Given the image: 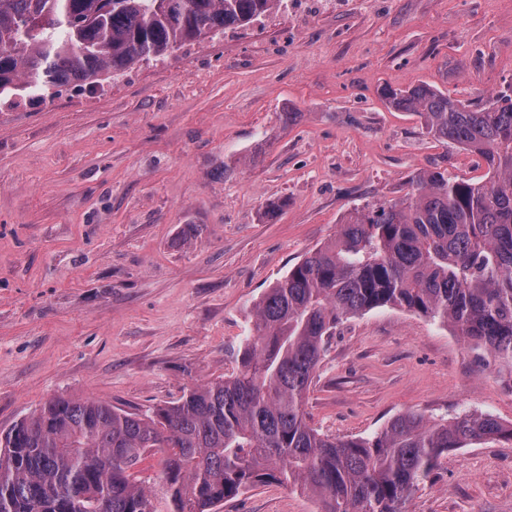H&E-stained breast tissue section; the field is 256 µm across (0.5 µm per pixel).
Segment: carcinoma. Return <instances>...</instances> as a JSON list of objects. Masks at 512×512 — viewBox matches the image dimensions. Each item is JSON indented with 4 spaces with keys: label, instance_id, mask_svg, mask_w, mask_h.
<instances>
[{
    "label": "carcinoma",
    "instance_id": "obj_1",
    "mask_svg": "<svg viewBox=\"0 0 512 512\" xmlns=\"http://www.w3.org/2000/svg\"><path fill=\"white\" fill-rule=\"evenodd\" d=\"M279 2L0 0V95L45 101L116 79ZM383 95L435 140L478 155L484 178L422 170L402 198L353 208L255 303L231 376L141 414L55 397L17 421L0 436V512H213L267 483L303 490L320 512H405L449 450L512 441V426L488 413H407L347 439L306 420L327 339L374 308L438 320L512 372V87L476 106L425 83ZM152 449L163 454V511L137 480Z\"/></svg>",
    "mask_w": 512,
    "mask_h": 512
}]
</instances>
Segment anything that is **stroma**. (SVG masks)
Segmentation results:
<instances>
[{
  "label": "stroma",
  "instance_id": "1",
  "mask_svg": "<svg viewBox=\"0 0 512 512\" xmlns=\"http://www.w3.org/2000/svg\"><path fill=\"white\" fill-rule=\"evenodd\" d=\"M286 22L285 43L218 35L93 89L0 99V429L58 395L140 412L230 375L255 302L355 205L421 170L483 174L382 90L490 100L512 84V0H293ZM465 411L512 424V375L390 307L337 325L305 400L336 438ZM405 510L512 512V442L449 451ZM220 512L319 504L269 484Z\"/></svg>",
  "mask_w": 512,
  "mask_h": 512
}]
</instances>
